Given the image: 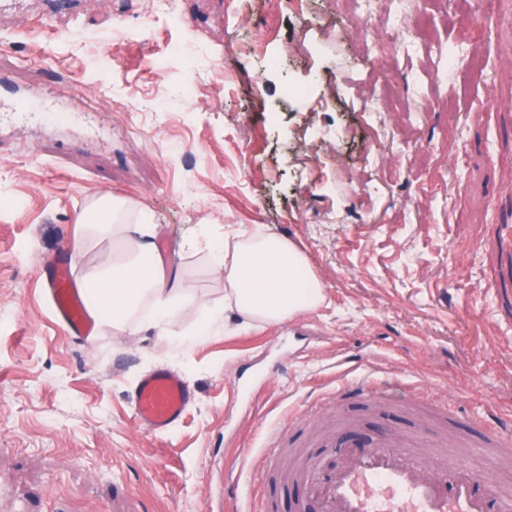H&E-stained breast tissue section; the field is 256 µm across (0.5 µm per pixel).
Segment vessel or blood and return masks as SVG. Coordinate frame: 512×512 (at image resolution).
I'll list each match as a JSON object with an SVG mask.
<instances>
[{
	"label": "vessel or blood",
	"mask_w": 512,
	"mask_h": 512,
	"mask_svg": "<svg viewBox=\"0 0 512 512\" xmlns=\"http://www.w3.org/2000/svg\"><path fill=\"white\" fill-rule=\"evenodd\" d=\"M47 291L56 319L69 334L90 335L94 325L89 315L93 299L80 291L70 264L59 262L44 271ZM337 407L378 403L398 410L417 405V393L400 391L397 385L382 389L376 381L358 380L337 388ZM195 401V393L177 370L159 367L144 373L132 393V419L149 435L164 436L181 421ZM317 409L307 407L289 418L286 428L271 433V449L293 447L298 421L314 420ZM401 418L393 417L377 437H367L357 423L331 431L333 447L342 459L330 472H323L317 455L298 459L290 471L294 480L305 482L317 512H512V494L491 497L477 486L490 482L489 473H477L469 457L458 454L441 457L429 450L413 454L407 448L409 436H422L420 424L411 434L400 431ZM474 448L491 456H512V425L474 423L468 427Z\"/></svg>",
	"instance_id": "vessel-or-blood-1"
}]
</instances>
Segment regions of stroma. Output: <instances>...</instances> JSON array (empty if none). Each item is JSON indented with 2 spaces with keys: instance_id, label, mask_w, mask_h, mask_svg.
Masks as SVG:
<instances>
[{
  "instance_id": "obj_1",
  "label": "stroma",
  "mask_w": 512,
  "mask_h": 512,
  "mask_svg": "<svg viewBox=\"0 0 512 512\" xmlns=\"http://www.w3.org/2000/svg\"><path fill=\"white\" fill-rule=\"evenodd\" d=\"M472 2L408 0L406 47L382 11L364 40L344 0H0V512H222L226 468L238 512H266L285 472L253 468L265 430L364 376L512 418V0L483 28ZM384 80L398 100L365 111ZM106 193L152 214L197 298L224 279L180 244L260 230L324 300L276 324L229 310L201 338L188 308L163 338L72 339L43 265L80 251L81 281L116 253L76 225ZM158 367L196 392L161 439L131 417Z\"/></svg>"
}]
</instances>
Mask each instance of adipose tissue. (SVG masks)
Masks as SVG:
<instances>
[{"mask_svg":"<svg viewBox=\"0 0 512 512\" xmlns=\"http://www.w3.org/2000/svg\"><path fill=\"white\" fill-rule=\"evenodd\" d=\"M99 236H112L119 254L108 258L84 285L102 327L125 324L141 302H148L150 326L167 332L177 325L190 299L179 284L176 267L166 264L153 241L151 217L134 201L109 195L96 200L78 218ZM302 254L286 240L260 232L241 237L216 251L212 264L224 276V304L199 303L197 335L224 320L233 307L244 321L281 322L297 311L317 308L323 289L316 279L298 281Z\"/></svg>","mask_w":512,"mask_h":512,"instance_id":"1","label":"adipose tissue"}]
</instances>
